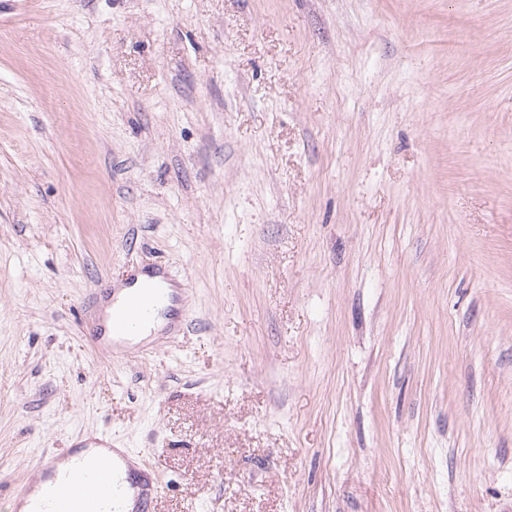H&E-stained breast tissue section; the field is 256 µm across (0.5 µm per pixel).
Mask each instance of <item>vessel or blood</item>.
I'll list each match as a JSON object with an SVG mask.
<instances>
[{"instance_id":"1","label":"vessel or blood","mask_w":512,"mask_h":512,"mask_svg":"<svg viewBox=\"0 0 512 512\" xmlns=\"http://www.w3.org/2000/svg\"><path fill=\"white\" fill-rule=\"evenodd\" d=\"M164 298L162 280L155 276L135 284L123 300L122 325L125 334L141 332L159 313L157 304ZM81 448L98 454L94 467L75 461L71 453L47 455L39 462L43 492L28 487L20 496L26 512H128L125 503H132L129 512H154L161 494L155 474L138 471L128 449L113 445L111 435L103 433L83 439ZM107 477L106 484L95 494H88L85 480L92 472Z\"/></svg>"}]
</instances>
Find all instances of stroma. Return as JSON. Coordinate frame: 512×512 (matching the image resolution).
Listing matches in <instances>:
<instances>
[{"label": "stroma", "mask_w": 512, "mask_h": 512, "mask_svg": "<svg viewBox=\"0 0 512 512\" xmlns=\"http://www.w3.org/2000/svg\"><path fill=\"white\" fill-rule=\"evenodd\" d=\"M98 432L156 512H512V0H0V512ZM155 275H158V273L149 275L148 278L135 284L132 291L124 298L122 305L123 333L133 335L141 332L162 311L159 305L165 297L164 286L163 281L156 279ZM159 301V305L156 306ZM166 322L167 320L159 317L140 336L127 337L133 340H127L120 336H114V338L117 341L138 343L159 332L166 325Z\"/></svg>", "instance_id": "1"}]
</instances>
